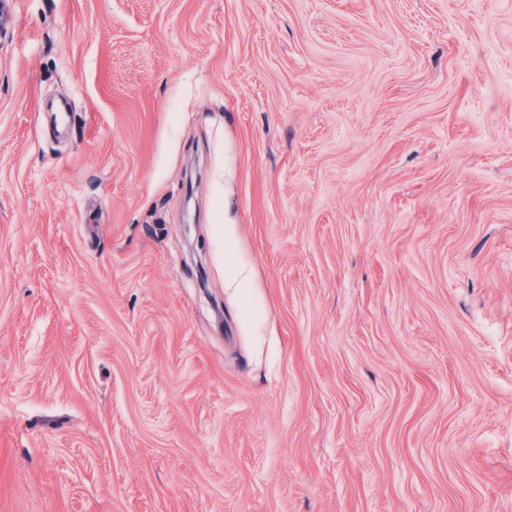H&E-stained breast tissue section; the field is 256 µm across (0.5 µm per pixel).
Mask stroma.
Segmentation results:
<instances>
[{
  "mask_svg": "<svg viewBox=\"0 0 512 512\" xmlns=\"http://www.w3.org/2000/svg\"><path fill=\"white\" fill-rule=\"evenodd\" d=\"M0 512H512V0H0Z\"/></svg>",
  "mask_w": 512,
  "mask_h": 512,
  "instance_id": "stroma-1",
  "label": "stroma"
}]
</instances>
